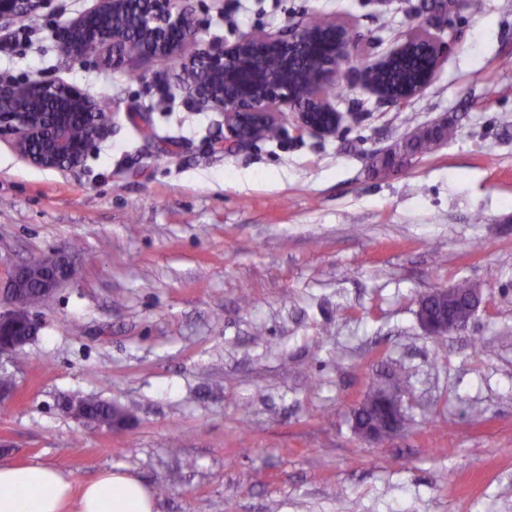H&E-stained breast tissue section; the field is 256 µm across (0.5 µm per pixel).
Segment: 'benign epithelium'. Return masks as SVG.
<instances>
[{
  "instance_id": "obj_1",
  "label": "benign epithelium",
  "mask_w": 512,
  "mask_h": 512,
  "mask_svg": "<svg viewBox=\"0 0 512 512\" xmlns=\"http://www.w3.org/2000/svg\"><path fill=\"white\" fill-rule=\"evenodd\" d=\"M39 5L40 0H0V25L22 13L36 11ZM137 5L138 0H97L96 7L88 14L60 31V51L72 61H81L83 54L76 34L87 15L115 20ZM145 19L146 34L141 37L111 24L99 43L105 60L116 67L133 58L177 60L180 69L177 79L184 92L197 108L221 112L235 141L258 137L262 130L276 124L278 111L283 107L295 112L296 129L300 133L330 137L339 130L342 113L328 102L323 89L342 79L352 81L351 74L343 70L354 43L349 34L338 38L337 45L320 58L311 82L300 88L288 82V59L284 54L299 57L308 52L311 38L305 27L287 37L253 35L225 46L198 38L199 30L188 0H155ZM419 38L431 59L433 75L447 46L436 36L421 34ZM191 41L200 44V48L185 58L182 49ZM246 55L250 56V64L244 68L240 61ZM313 107L323 110L324 120L313 119L310 112ZM76 108L91 115L100 110V104L86 90L60 80L21 84L0 81V135L11 137L17 153L34 166L48 169L78 166L92 147L108 135V127L94 126L80 145H74L68 134V120L71 110ZM35 265L45 273L41 292L46 298L75 275L74 263L60 252L38 259ZM25 272L26 267L13 266L0 292V358L11 357L22 347L15 335V311L24 306V298L12 293L10 288ZM374 402L388 412V428H373L358 436L378 444L401 432L396 420L404 407L400 393L390 387L373 389L361 404Z\"/></svg>"
}]
</instances>
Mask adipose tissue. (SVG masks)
Segmentation results:
<instances>
[{
	"label": "adipose tissue",
	"mask_w": 512,
	"mask_h": 512,
	"mask_svg": "<svg viewBox=\"0 0 512 512\" xmlns=\"http://www.w3.org/2000/svg\"><path fill=\"white\" fill-rule=\"evenodd\" d=\"M155 512L148 487L127 471L106 470L74 489L57 469L43 464H0V512Z\"/></svg>",
	"instance_id": "1"
}]
</instances>
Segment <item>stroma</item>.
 <instances>
[{
    "label": "stroma",
    "mask_w": 512,
    "mask_h": 512,
    "mask_svg": "<svg viewBox=\"0 0 512 512\" xmlns=\"http://www.w3.org/2000/svg\"><path fill=\"white\" fill-rule=\"evenodd\" d=\"M96 0H42L0 42V77L89 90L112 130L77 168L36 167L0 137V284L58 250L75 277L33 312L37 336L0 364V461L74 486L112 469L156 512H512V0L481 13L425 0H190L201 39L277 35L321 13L348 23L363 68L423 30L448 52L406 106L369 89L333 101L340 132L230 142L173 66L68 61L58 31ZM449 120L454 138L386 175L372 154ZM468 279L470 329L420 326L417 301ZM397 381L410 427L352 431L367 393ZM69 396L126 408L113 431Z\"/></svg>",
    "instance_id": "obj_1"
}]
</instances>
